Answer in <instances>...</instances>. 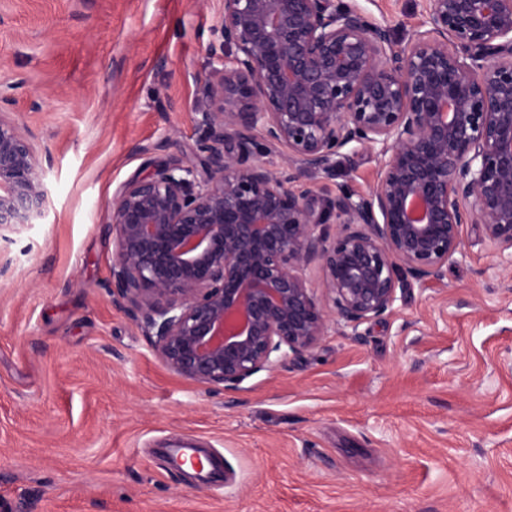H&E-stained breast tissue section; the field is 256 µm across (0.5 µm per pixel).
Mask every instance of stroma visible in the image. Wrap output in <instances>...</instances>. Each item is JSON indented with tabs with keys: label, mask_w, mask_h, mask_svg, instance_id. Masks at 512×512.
<instances>
[{
	"label": "stroma",
	"mask_w": 512,
	"mask_h": 512,
	"mask_svg": "<svg viewBox=\"0 0 512 512\" xmlns=\"http://www.w3.org/2000/svg\"><path fill=\"white\" fill-rule=\"evenodd\" d=\"M407 40L425 0H358ZM223 0H0L8 116L46 211L0 239V512H512V254L482 227L442 280L227 389L156 355L112 285L108 204L196 161ZM167 151L153 152L163 138ZM374 151L326 187L368 194ZM220 457L222 486L159 454Z\"/></svg>",
	"instance_id": "35a3bbf8"
}]
</instances>
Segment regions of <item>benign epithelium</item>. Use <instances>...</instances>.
I'll return each instance as SVG.
<instances>
[{"instance_id":"1","label":"benign epithelium","mask_w":512,"mask_h":512,"mask_svg":"<svg viewBox=\"0 0 512 512\" xmlns=\"http://www.w3.org/2000/svg\"><path fill=\"white\" fill-rule=\"evenodd\" d=\"M223 2L198 163L125 182L108 224L112 285L160 361L228 388L443 278L465 224L512 251V0H426L403 46L356 0ZM361 150L379 163L369 193L321 194ZM45 194L1 112L0 238L43 218Z\"/></svg>"}]
</instances>
